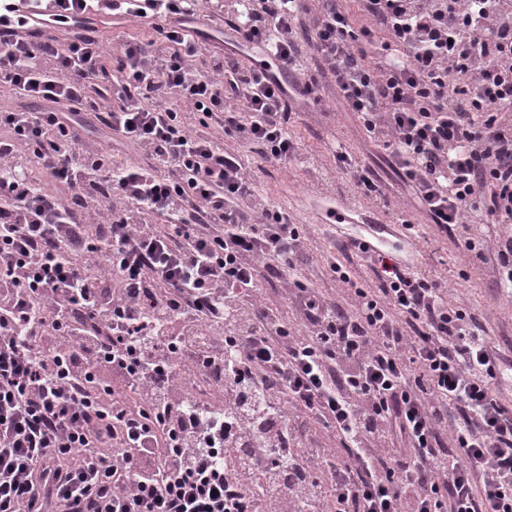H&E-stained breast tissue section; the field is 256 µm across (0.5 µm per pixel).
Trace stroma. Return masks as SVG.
I'll list each match as a JSON object with an SVG mask.
<instances>
[{
  "mask_svg": "<svg viewBox=\"0 0 512 512\" xmlns=\"http://www.w3.org/2000/svg\"><path fill=\"white\" fill-rule=\"evenodd\" d=\"M290 130L301 157L288 166L269 164L248 147L240 154L258 189L287 209L294 223L306 228L311 259L300 267L298 277L322 291H331L326 261L333 258L350 265L360 283L371 282L373 271L355 245L361 233L359 224L373 220L390 225L392 233L385 250L440 281L448 289L449 303L467 306L486 336L512 357V294L499 292L491 265L464 248L465 240L481 245L512 231V226L460 224L446 234L428 223L418 210L409 208L402 178L389 167L386 151L367 136L355 113L341 110L333 87H324L320 100L298 105ZM340 146L378 173L384 185L381 197L373 200L358 193L336 163ZM330 200L339 202L338 216L354 211L356 223L339 228L321 220V209Z\"/></svg>",
  "mask_w": 512,
  "mask_h": 512,
  "instance_id": "1",
  "label": "stroma"
}]
</instances>
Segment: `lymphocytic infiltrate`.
Listing matches in <instances>:
<instances>
[{
	"instance_id": "lymphocytic-infiltrate-1",
	"label": "lymphocytic infiltrate",
	"mask_w": 512,
	"mask_h": 512,
	"mask_svg": "<svg viewBox=\"0 0 512 512\" xmlns=\"http://www.w3.org/2000/svg\"><path fill=\"white\" fill-rule=\"evenodd\" d=\"M360 2L224 0L201 70V0H0V84L41 105L0 111V512H512V362L383 250L377 286L310 288L241 162L296 160L311 59L431 223L512 224V0ZM97 14L154 34L111 52ZM86 117L89 123L87 129L90 131L85 132L87 137L101 141L104 148L112 149V154H114L117 159L134 160L137 158V152L131 145L118 137L111 136L108 132L99 127V122L94 114H88Z\"/></svg>"
}]
</instances>
